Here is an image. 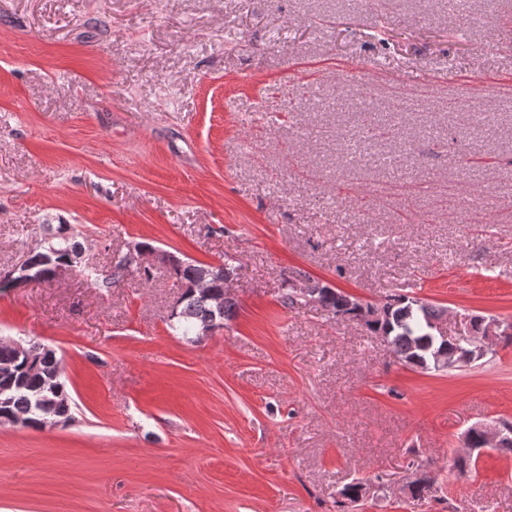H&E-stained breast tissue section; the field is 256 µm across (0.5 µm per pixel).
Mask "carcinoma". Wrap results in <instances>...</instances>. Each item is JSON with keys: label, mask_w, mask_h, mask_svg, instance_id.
<instances>
[{"label": "carcinoma", "mask_w": 512, "mask_h": 512, "mask_svg": "<svg viewBox=\"0 0 512 512\" xmlns=\"http://www.w3.org/2000/svg\"><path fill=\"white\" fill-rule=\"evenodd\" d=\"M44 242L30 252L45 263L38 268L41 279L54 276V268L67 264L68 260L83 251L78 241L79 233L73 227L60 224L45 227ZM130 268L122 261L112 264V270L97 267L82 268L80 272L87 282L96 288H110L127 276ZM168 272L184 287L176 314L170 317L168 327L191 343L199 342L200 333L210 327L222 328L224 321L233 315L235 303L224 296V265L218 266L186 261L168 269ZM344 296L335 291L320 290L300 297L290 290L285 303L290 307L316 302L333 309L334 315L346 314ZM392 308V320L388 334L393 350L402 359L407 352H419V342L429 333L431 320L438 318L442 310L417 297L394 294L388 299ZM40 359L37 368L28 366V359ZM60 360L56 353L41 344H27L18 350L0 343V420L8 422L22 417L25 426L41 429L58 419H72L70 397L61 381ZM476 467V459L462 456L454 458L448 466V474L459 479ZM364 485L354 482L342 492L343 500L336 503L337 512L347 509L363 497Z\"/></svg>", "instance_id": "cac0c4a2"}]
</instances>
